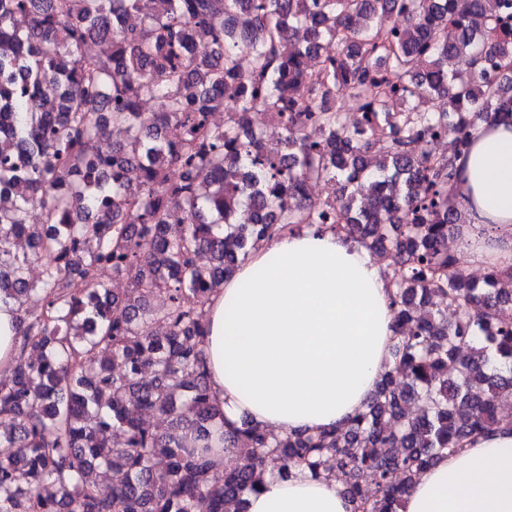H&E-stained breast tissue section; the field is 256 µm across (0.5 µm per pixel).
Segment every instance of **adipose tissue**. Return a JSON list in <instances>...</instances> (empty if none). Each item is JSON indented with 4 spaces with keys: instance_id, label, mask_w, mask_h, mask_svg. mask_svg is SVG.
<instances>
[{
    "instance_id": "adipose-tissue-1",
    "label": "adipose tissue",
    "mask_w": 512,
    "mask_h": 512,
    "mask_svg": "<svg viewBox=\"0 0 512 512\" xmlns=\"http://www.w3.org/2000/svg\"><path fill=\"white\" fill-rule=\"evenodd\" d=\"M454 195L488 236L476 263L512 266V125L477 126ZM384 264L346 236L297 229L254 249L208 304L211 393L232 422L277 432L338 425L388 369L395 330ZM246 512H351L334 476L264 478ZM403 512H512V428L476 437L425 470Z\"/></svg>"
}]
</instances>
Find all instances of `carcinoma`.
<instances>
[{"label":"carcinoma","mask_w":512,"mask_h":512,"mask_svg":"<svg viewBox=\"0 0 512 512\" xmlns=\"http://www.w3.org/2000/svg\"><path fill=\"white\" fill-rule=\"evenodd\" d=\"M139 3L0 0V304L22 325L0 382V512H245L256 481L295 466L345 472L352 512H400L439 456L512 425V268L475 282L448 253L467 225L456 160L479 123H512V0H156L125 25ZM155 97L164 111H143ZM304 224L391 259L392 362L342 426L229 425L208 301L256 243Z\"/></svg>","instance_id":"obj_1"}]
</instances>
